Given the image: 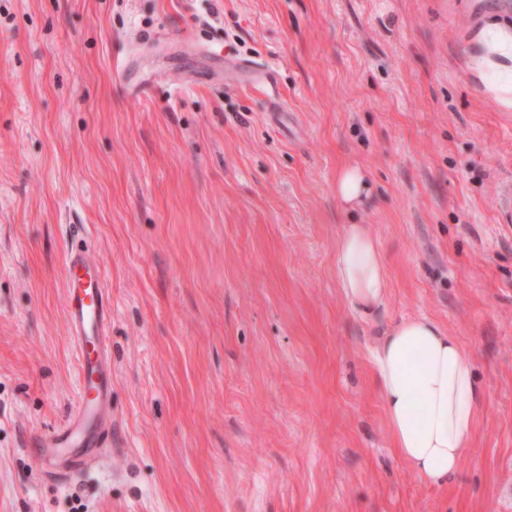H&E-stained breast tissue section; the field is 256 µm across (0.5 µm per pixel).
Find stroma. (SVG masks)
I'll list each match as a JSON object with an SVG mask.
<instances>
[{
    "label": "stroma",
    "instance_id": "obj_1",
    "mask_svg": "<svg viewBox=\"0 0 512 512\" xmlns=\"http://www.w3.org/2000/svg\"><path fill=\"white\" fill-rule=\"evenodd\" d=\"M493 20L512 0H0V512H512ZM348 165L369 185L352 212ZM351 223L391 278L369 320L336 280ZM71 246L112 303V448L87 481L35 448L75 394ZM418 315L485 395L443 485L397 456L371 379ZM366 187L364 176L359 168L344 169L336 180V195L346 203L358 199Z\"/></svg>",
    "mask_w": 512,
    "mask_h": 512
}]
</instances>
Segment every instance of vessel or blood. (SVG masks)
I'll return each mask as SVG.
<instances>
[{
	"label": "vessel or blood",
	"mask_w": 512,
	"mask_h": 512,
	"mask_svg": "<svg viewBox=\"0 0 512 512\" xmlns=\"http://www.w3.org/2000/svg\"><path fill=\"white\" fill-rule=\"evenodd\" d=\"M64 310L68 334L78 352L74 410L67 422L39 436L36 448L51 474L86 476L112 446L109 416L112 323L102 262L83 249H70L64 267Z\"/></svg>",
	"instance_id": "vessel-or-blood-1"
}]
</instances>
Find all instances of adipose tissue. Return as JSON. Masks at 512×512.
<instances>
[{
    "mask_svg": "<svg viewBox=\"0 0 512 512\" xmlns=\"http://www.w3.org/2000/svg\"><path fill=\"white\" fill-rule=\"evenodd\" d=\"M480 75L501 102H512V32L488 25ZM336 279L362 316L385 303L390 277L368 225L348 224L336 246ZM372 381L391 444L411 469L434 484L453 476L474 433L483 390L456 337L420 315L392 325L372 351Z\"/></svg>",
    "mask_w": 512,
    "mask_h": 512,
    "instance_id": "1",
    "label": "adipose tissue"
}]
</instances>
